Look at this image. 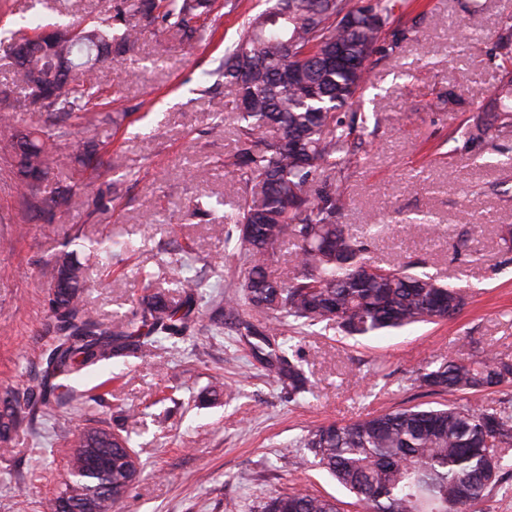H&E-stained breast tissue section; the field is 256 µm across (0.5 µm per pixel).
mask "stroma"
I'll return each instance as SVG.
<instances>
[{
	"label": "stroma",
	"mask_w": 512,
	"mask_h": 512,
	"mask_svg": "<svg viewBox=\"0 0 512 512\" xmlns=\"http://www.w3.org/2000/svg\"><path fill=\"white\" fill-rule=\"evenodd\" d=\"M110 4L0 0V34L85 21ZM264 8L238 0L234 11L218 10L207 41L187 46L151 28L133 52L113 55L99 109L114 120L112 137L88 138L94 165L71 160L52 172L50 183L72 188L53 220L26 207L17 169L0 151V397L44 375L56 336L48 287L67 235L85 241L77 253L84 304L100 323L125 322L159 291L181 299L178 278L202 284L185 335L72 376L67 397L24 411L11 447L0 449V512H45L71 442L88 426L129 436L142 465L119 512H259L294 486L361 512L325 472L295 468L288 444L323 424L436 406L438 395L417 388L413 372L461 345L512 354V253L502 254L498 237L512 226V127L477 140L455 134L484 119L501 83L494 42L512 24V0H404L369 62L364 109L381 121L353 147L343 176L318 178L346 194L341 222L350 234L386 225L369 245L372 261L425 260L466 294L463 310L357 340L285 326L286 355L309 380L300 394L239 336V320H264L246 306L234 316L224 309L245 269L220 225L243 195L232 167L240 122L208 72L243 19ZM106 188L111 206L89 209L87 197ZM472 228L475 252L456 255L449 231ZM111 240L127 248L107 259L101 249Z\"/></svg>",
	"instance_id": "35a3bbf8"
}]
</instances>
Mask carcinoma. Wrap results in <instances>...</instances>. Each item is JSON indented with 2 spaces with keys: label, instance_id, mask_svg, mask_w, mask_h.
<instances>
[{
  "label": "carcinoma",
  "instance_id": "obj_1",
  "mask_svg": "<svg viewBox=\"0 0 512 512\" xmlns=\"http://www.w3.org/2000/svg\"><path fill=\"white\" fill-rule=\"evenodd\" d=\"M270 10L286 11L275 24L261 16L246 21L238 40L210 75L223 80L224 97L239 112L240 140L233 165L244 185L242 203L226 217L251 232L237 236L235 248L245 257L242 300L226 302L227 312L240 304L267 317L266 335L283 323L311 328L334 327L356 338L401 331L412 325L454 318L465 306L464 293L421 270L423 263L389 267L369 263L367 243L345 231L338 219L347 201L337 189H314L316 178L334 169L342 173L343 153L357 130L379 123L378 113L361 111L368 87L367 62L379 49L395 0H268ZM214 0H121L114 6L124 31L117 50L134 49L139 34L157 25L191 44L206 35L200 20ZM56 37L43 44L34 32L27 57L17 40L0 39V51L16 63L23 87L19 95L0 90V148L14 157L24 197L34 208L53 214L67 202L70 189L50 190L26 181L28 171L49 174L62 157L53 152L62 141L79 151L82 130L70 123L96 105L104 93L103 69L78 52L84 44L105 53L112 48V16L83 26L55 25ZM503 61L512 66V26L498 34ZM341 47L344 64L329 67L324 56ZM80 67L64 77L63 63ZM293 71L289 82L281 72ZM355 108L344 121L343 108ZM20 112H40L47 119L35 134L17 136ZM493 122L512 127V79L493 101ZM475 231L455 236L459 255L474 252ZM295 247L293 276L280 279L269 264L285 244ZM50 307L57 322L56 345L46 362L43 387L22 395L33 407L67 389L52 380L69 378L100 362L152 346L161 336L186 332L189 313L156 294L143 302L136 318L114 329L92 319L82 306L84 274L74 252L55 259ZM272 356L279 378L296 391L305 389L300 368L276 344ZM417 387L446 402L418 405L368 416L347 424L308 431L300 448H287L301 466H318L354 495L362 512H473L489 497L512 494V396L492 405L470 396L512 384V355L482 350L471 356L445 355L419 370ZM20 414L0 412V443L12 441ZM138 460L129 438L104 428L82 430L72 441L61 493L46 504L60 512L61 494L70 493L69 512H115L131 482L128 467ZM261 512H339L336 501L293 487L264 502Z\"/></svg>",
  "mask_w": 512,
  "mask_h": 512
}]
</instances>
